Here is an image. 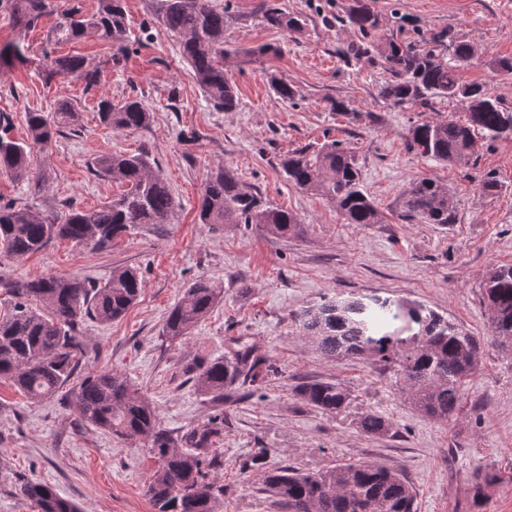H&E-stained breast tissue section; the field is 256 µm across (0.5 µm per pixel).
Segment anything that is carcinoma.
Returning <instances> with one entry per match:
<instances>
[{
  "label": "carcinoma",
  "instance_id": "carcinoma-1",
  "mask_svg": "<svg viewBox=\"0 0 512 512\" xmlns=\"http://www.w3.org/2000/svg\"><path fill=\"white\" fill-rule=\"evenodd\" d=\"M95 11L81 15L71 9L68 36H95L112 42L116 54L128 49L125 0H97ZM56 0H13L12 15L24 30L55 11ZM156 22L179 40L181 55L191 76L214 106L232 112L238 104L237 87L224 72V10L211 0H154ZM266 22L294 31L301 19L279 8L265 6ZM348 26L368 38L379 27L378 15L357 0L345 19ZM389 67L392 80L380 95L396 105H428L429 96L460 101L467 121H432L410 130L411 146L421 156L454 162L475 154V133L491 138L512 136V107L479 84L457 77L460 63L472 56V47L457 42L446 30L409 41H380L373 49ZM24 58L20 44L0 46V69ZM45 81L60 75H77L86 84L96 81L80 56L50 59ZM273 90L284 100L297 91L282 78L270 77ZM56 120L43 112L26 113L28 138L13 139L0 124V171L18 181L29 178L32 146L54 138L61 122L72 117L73 107L55 108ZM100 122L119 130H137L151 120L150 108L137 97L99 104ZM288 181L304 191L337 202L349 224H380L382 216L360 189L354 157L336 142L318 148L305 145L281 161ZM97 172L126 186L112 203L93 212L71 208L60 218L42 217L27 208L0 206V253L20 258L37 253L55 239H67L93 250L141 224H164L173 211L171 191L146 154L111 152L100 155ZM407 216L426 224H451L455 217L452 197L432 179L412 184L404 193ZM202 224H260L275 238L301 233L297 215L265 203L247 190L234 171L218 168L208 179L200 200ZM0 288L9 295L0 311V380L23 396L39 402L56 393L73 375L85 348L79 325L87 320L108 324L120 318L137 300L142 282L132 268H116L103 285L87 280L40 276L24 282L0 277ZM482 300L489 313L493 340L512 344V266H501L481 283ZM220 301V293L199 279L169 313L162 333L170 340L188 335ZM409 319L394 330L399 304L380 298L354 297L329 300L303 311L299 327L326 359L368 355L396 370L408 403L421 414L445 421L457 408L463 384L480 367L485 342L437 312L422 305L408 310ZM198 389L215 400L237 383H256L268 377L270 366L251 350L203 362L192 368ZM308 405L323 411H339L349 395L341 385L325 381L304 382L295 387ZM84 420L118 438L141 437L157 458L158 468L147 487L155 512H214V492L207 482L213 463L210 449L219 442V431L210 424L176 438L158 424L152 403L133 395L125 377L117 372L86 376L76 394ZM364 433L382 436L392 423L370 414L360 421ZM498 476L478 471L472 483L474 504L481 505L486 488ZM275 512H415L416 490L407 476L375 462L339 465L316 473L300 474L286 466L272 467L265 478ZM20 493L38 512H82L72 500L61 497L49 484L29 480Z\"/></svg>",
  "mask_w": 512,
  "mask_h": 512
}]
</instances>
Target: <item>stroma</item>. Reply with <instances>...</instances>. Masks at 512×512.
I'll return each instance as SVG.
<instances>
[{"instance_id": "stroma-1", "label": "stroma", "mask_w": 512, "mask_h": 512, "mask_svg": "<svg viewBox=\"0 0 512 512\" xmlns=\"http://www.w3.org/2000/svg\"><path fill=\"white\" fill-rule=\"evenodd\" d=\"M261 2L213 0L224 10V70L238 88L236 110L224 112L191 77L177 38L156 23L152 0H127L129 54L117 66L110 42L62 34L64 10L90 12L96 0H58V10L26 32L12 22V0H0V44L19 42L24 54L0 73V114L10 119L11 136L26 137V112L52 113L61 100L76 107L50 147L34 150L29 180L0 172V205L57 217L72 207L101 208L124 186L97 176L94 161L119 151L154 157L174 199L167 223L140 225L99 251L57 240L25 258L0 255V276L14 281L54 274L100 284L117 267L137 268L143 280L121 319L80 325L84 355L54 397L35 403L0 381V512H36L19 492L26 479L52 484L83 512H154L146 489L156 462L142 441L119 439L77 410L82 379L100 371L126 377L173 435L223 416L208 474L222 490L214 512H272L266 466L307 473L356 461L402 471L416 489L417 512H512V346L489 340L456 411L437 421L406 403L391 369L367 357L323 358L296 320L328 300L376 295L423 305L489 339L480 284L492 269L512 264V138L478 136L475 155L463 164L417 155L411 128L464 121L459 102L435 95L424 108L380 97L391 79L382 59L348 53L362 41L340 22L352 0H269L301 16L304 26L295 33L268 25ZM368 3L381 19L379 37L401 41L445 30L471 44L461 80L484 85L512 106V75L493 66L512 58V0ZM65 54L84 57L97 82L66 75L44 82L48 59ZM273 74L297 89L294 100L273 92ZM127 96L150 107V125L116 130L100 123L99 102ZM331 141L354 155L361 188L382 223H345L335 203L286 178L284 155ZM222 166L298 215L301 234L275 238L255 224L200 223L202 191ZM490 175L498 188L486 192L481 185ZM423 178L453 197L454 223L405 215L403 193ZM199 279L217 288L222 301L190 335L166 340L169 311ZM243 345L271 363L265 382L236 386L220 401L200 392L192 367ZM310 379L343 385L347 405L330 413L303 403L294 389ZM368 414L389 419L392 433L362 432L359 422ZM259 448L267 452L265 465L250 464ZM479 468L500 480L478 507L471 481Z\"/></svg>"}]
</instances>
